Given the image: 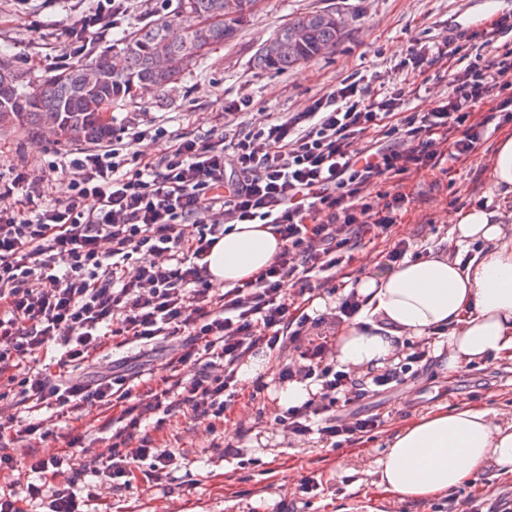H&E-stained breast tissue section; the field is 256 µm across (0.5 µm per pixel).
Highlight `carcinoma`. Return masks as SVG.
<instances>
[{
    "instance_id": "carcinoma-1",
    "label": "carcinoma",
    "mask_w": 512,
    "mask_h": 512,
    "mask_svg": "<svg viewBox=\"0 0 512 512\" xmlns=\"http://www.w3.org/2000/svg\"><path fill=\"white\" fill-rule=\"evenodd\" d=\"M184 17L174 31L154 18L121 46L31 83L0 55V129L36 135L54 129L61 140H100L112 132V108L134 90L162 92L196 69L211 48L232 41L255 0H177ZM340 22L332 10L303 12L281 25L257 50L254 63L285 72L336 46Z\"/></svg>"
}]
</instances>
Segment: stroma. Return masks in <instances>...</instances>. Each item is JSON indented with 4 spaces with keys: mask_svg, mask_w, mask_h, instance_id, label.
<instances>
[{
    "mask_svg": "<svg viewBox=\"0 0 512 512\" xmlns=\"http://www.w3.org/2000/svg\"><path fill=\"white\" fill-rule=\"evenodd\" d=\"M177 0H129L120 18L119 33L99 38L98 47L121 42L122 36L153 19L164 17L179 26ZM90 0H0V53H8L27 76L37 79L57 70L64 49L65 31L88 13ZM336 11L343 35L335 49L285 72L255 67L254 55L263 42L293 15L313 10ZM512 14V0H257L235 39L211 49L201 66L165 92H144L126 100L112 112V124L135 122L155 131L141 148H169L170 133L187 137L232 136L240 122L271 113L278 116L306 109L314 98L334 89L345 75H364L369 90L380 93L399 85L406 75L401 62L416 47L458 43L476 25ZM457 58L423 66L416 82L425 84L413 100L418 111L428 112L448 92V74L459 69ZM251 100L244 119L225 115L232 103ZM512 124L492 133L471 160L448 162L446 174L410 180L413 201L390 237L364 241L350 250L349 271L360 274L362 262L373 273L385 269L384 254L393 239L410 238L416 250L436 245L446 237L445 214L458 206H471L491 197L488 171L496 145ZM87 140L63 143L54 136L26 137L13 130L0 131V174L25 168L40 183L38 192H20L18 205L66 203L72 198L68 174L45 177L49 162L90 148ZM269 388L258 403L240 392L225 413L219 434L242 443L239 454L207 447L201 435L185 424L176 430L187 452V462L157 486L138 484L130 489H103L92 497L88 512H448L449 503L468 504L473 512H501L512 503V473L484 472L474 483L424 502L401 500L380 492L371 476L376 459L386 450V439L407 420L441 407L475 405L512 416V361L490 357L460 369L443 372L439 358L408 373L404 384L392 391L368 395L359 409L384 421L382 432L371 439L346 444L332 451L314 442L300 443L276 425L280 412L276 394L280 383L275 368L264 373ZM252 457L262 466L249 465ZM315 476L317 495L301 493L303 477Z\"/></svg>",
    "mask_w": 512,
    "mask_h": 512,
    "instance_id": "stroma-1",
    "label": "stroma"
}]
</instances>
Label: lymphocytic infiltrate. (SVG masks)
Instances as JSON below:
<instances>
[{"label": "lymphocytic infiltrate", "instance_id": "obj_1", "mask_svg": "<svg viewBox=\"0 0 512 512\" xmlns=\"http://www.w3.org/2000/svg\"><path fill=\"white\" fill-rule=\"evenodd\" d=\"M448 84L420 112L409 106L416 88L370 95L351 74L304 111L269 117L231 140L173 135L158 159L138 151L147 130L123 126L70 160L74 195L66 204L8 207L31 178L23 170L0 178V380L18 401L75 423L66 451L27 459L14 442L49 431L40 420L19 424L18 401L0 393V476L23 468L39 476L22 494L0 486V512H26L31 503L84 512L76 486L89 472L116 489L139 477L161 484L185 452L156 446L143 423L160 430L180 415L216 433L240 391L241 365L260 349L291 352L276 365L280 379L320 385L277 415L284 432L319 435L335 450L373 437L381 420L357 405L401 384L402 369L368 382L338 370L331 346L311 332L353 319L359 299L347 294L333 312L313 316L290 307L284 289L312 292L335 281L348 250L387 234L406 212L407 180L477 155L490 125L512 123V49L450 73ZM379 185L385 203L377 211L368 196ZM245 223L272 225L284 247L257 278L227 290L213 283L206 257L225 225ZM130 344L166 345L172 376L139 389L118 366L89 381L80 376L108 346ZM56 347L54 368L38 365ZM23 360L31 367L19 379L10 370ZM91 404L118 410L119 426L104 451L79 457L76 423Z\"/></svg>", "mask_w": 512, "mask_h": 512}]
</instances>
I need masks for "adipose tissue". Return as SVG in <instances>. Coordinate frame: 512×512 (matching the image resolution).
<instances>
[{
	"instance_id": "1",
	"label": "adipose tissue",
	"mask_w": 512,
	"mask_h": 512,
	"mask_svg": "<svg viewBox=\"0 0 512 512\" xmlns=\"http://www.w3.org/2000/svg\"><path fill=\"white\" fill-rule=\"evenodd\" d=\"M492 199L457 210L448 233L425 257L381 275L362 272L359 315L336 328L334 359L353 375L398 362L405 339H432L435 357L455 374L493 355L512 361V135L490 163ZM283 246L267 224H235L207 257L215 283L254 279ZM512 473V419L466 405L426 413L400 427L374 465L375 484L403 500L425 501L486 470Z\"/></svg>"
}]
</instances>
